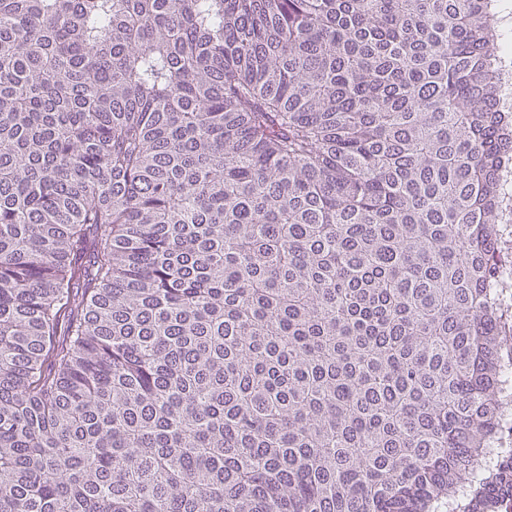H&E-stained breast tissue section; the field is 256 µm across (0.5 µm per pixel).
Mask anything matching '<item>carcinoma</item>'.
<instances>
[{
	"label": "carcinoma",
	"instance_id": "1",
	"mask_svg": "<svg viewBox=\"0 0 512 512\" xmlns=\"http://www.w3.org/2000/svg\"><path fill=\"white\" fill-rule=\"evenodd\" d=\"M492 0H0V512H512Z\"/></svg>",
	"mask_w": 512,
	"mask_h": 512
}]
</instances>
